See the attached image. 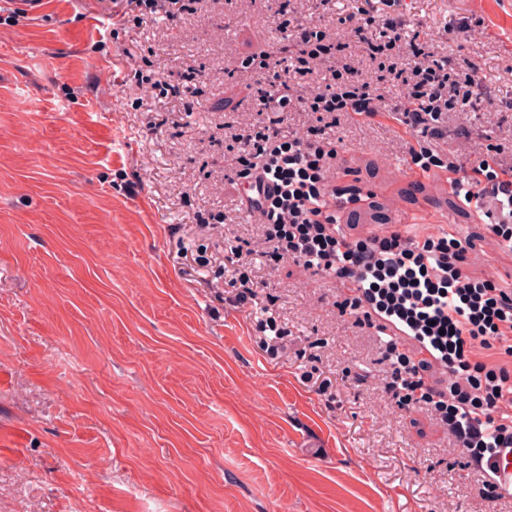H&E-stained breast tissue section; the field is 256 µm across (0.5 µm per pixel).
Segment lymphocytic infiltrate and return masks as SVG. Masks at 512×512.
Returning <instances> with one entry per match:
<instances>
[{
    "mask_svg": "<svg viewBox=\"0 0 512 512\" xmlns=\"http://www.w3.org/2000/svg\"><path fill=\"white\" fill-rule=\"evenodd\" d=\"M348 38L375 63L372 80L336 70L324 88L305 97L277 87L261 89L260 111L301 106L371 117L388 112L399 115L407 129L438 137L443 113L481 103L475 74L457 80L447 61L430 58L418 44L409 46L415 63L408 70L389 62L397 37L375 32L372 22L351 25ZM390 79L403 89L402 99L391 103L380 92ZM335 154L324 130L284 136L267 129L238 158L259 193L252 207L267 224L268 238L276 241L277 257L300 261L305 269L349 286L342 310L368 326L386 321L400 332V339L386 342L388 391L398 405L437 413L455 445L473 461L484 497L499 500L504 492L489 462L512 448V294L468 271V256L477 250L472 238L420 241L397 229L365 236L343 232L342 213L361 208L365 196L328 183V161ZM411 158L421 173H452L451 193L459 208L487 219L498 244L512 250V167L492 158L467 167L424 148L412 150ZM416 342L431 347L433 361L417 357ZM437 365L452 374L448 385L433 381Z\"/></svg>",
    "mask_w": 512,
    "mask_h": 512,
    "instance_id": "f902f5d3",
    "label": "lymphocytic infiltrate"
}]
</instances>
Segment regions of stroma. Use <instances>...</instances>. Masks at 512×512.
<instances>
[{
	"label": "stroma",
	"mask_w": 512,
	"mask_h": 512,
	"mask_svg": "<svg viewBox=\"0 0 512 512\" xmlns=\"http://www.w3.org/2000/svg\"><path fill=\"white\" fill-rule=\"evenodd\" d=\"M184 3L33 18L0 0V512H512L445 422L396 404L345 288L273 259L236 164L264 126L325 127L330 183L373 202L342 225L482 236L471 272L512 289V251L410 157L512 165V0ZM292 17L330 43L345 18L393 22L488 97L441 139L387 114L259 112L270 72L297 96L329 81L290 70ZM133 10H138L141 15L153 16L164 14L172 15V6L178 4V0H125Z\"/></svg>",
	"instance_id": "obj_1"
}]
</instances>
